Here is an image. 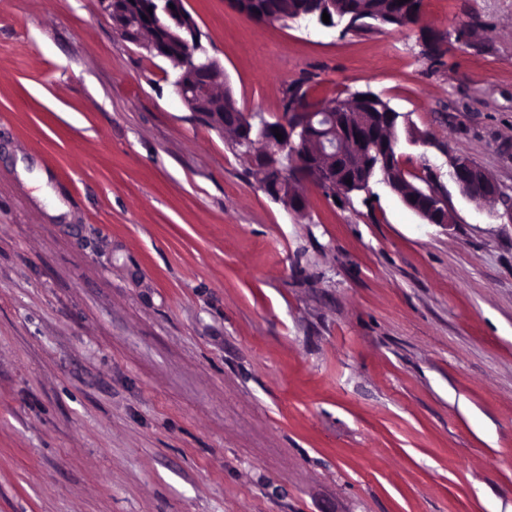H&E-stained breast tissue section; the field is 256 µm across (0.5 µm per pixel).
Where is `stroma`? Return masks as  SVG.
Returning a JSON list of instances; mask_svg holds the SVG:
<instances>
[{"label": "stroma", "mask_w": 512, "mask_h": 512, "mask_svg": "<svg viewBox=\"0 0 512 512\" xmlns=\"http://www.w3.org/2000/svg\"><path fill=\"white\" fill-rule=\"evenodd\" d=\"M241 109L373 92L453 224L295 213L98 0H0V512H512V0L341 33L182 0ZM47 182H40V173ZM451 175L461 193L478 210L512 223V195L505 193L489 173L466 156H452Z\"/></svg>", "instance_id": "stroma-1"}]
</instances>
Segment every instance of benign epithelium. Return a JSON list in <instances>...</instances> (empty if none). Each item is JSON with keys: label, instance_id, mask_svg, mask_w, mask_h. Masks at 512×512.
Segmentation results:
<instances>
[{"label": "benign epithelium", "instance_id": "1", "mask_svg": "<svg viewBox=\"0 0 512 512\" xmlns=\"http://www.w3.org/2000/svg\"><path fill=\"white\" fill-rule=\"evenodd\" d=\"M101 10L113 21L116 33L125 41L144 49L150 56L168 60L174 49L183 45L187 54L178 65L170 84L187 109L209 126L224 131V105L237 107L234 98H224V66L202 42L195 19L188 16L180 0H145L149 17L167 32L165 39L133 34L130 19L115 13L114 0H98ZM336 9L334 0H310L291 17L293 21L316 22L329 28L343 25L342 32L354 33L356 26L330 19L322 21L325 11ZM301 90L283 91L278 124L267 122L259 112H243L232 147L245 157H258L278 174L275 183H261L270 197L290 210L301 212L302 189L299 180L315 184L331 196L347 197L354 192L370 191L375 171L377 181L406 202H416L412 209L429 224L452 222L448 202L435 189H418L402 169L389 163L398 140L379 139L378 130L391 131L401 117L399 112H373L374 101L355 96L349 100L329 99L306 111H299ZM280 132L283 139L275 137ZM451 175L461 193L478 210L512 223V195L505 193L489 173L466 156L449 160ZM351 183H346V180Z\"/></svg>", "mask_w": 512, "mask_h": 512}]
</instances>
